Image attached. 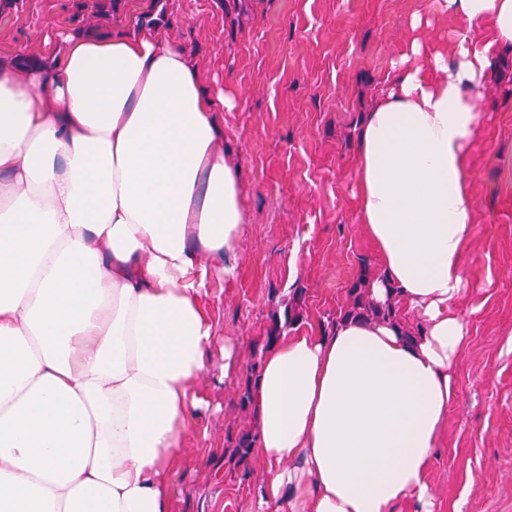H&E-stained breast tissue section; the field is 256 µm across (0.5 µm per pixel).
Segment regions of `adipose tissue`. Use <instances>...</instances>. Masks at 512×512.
Returning <instances> with one entry per match:
<instances>
[{
  "label": "adipose tissue",
  "instance_id": "adipose-tissue-1",
  "mask_svg": "<svg viewBox=\"0 0 512 512\" xmlns=\"http://www.w3.org/2000/svg\"><path fill=\"white\" fill-rule=\"evenodd\" d=\"M450 53L365 112L361 222L387 286L427 328L345 320L266 349L255 512H432L428 473L467 337L459 299L476 210L467 145L512 0H435ZM490 26L493 39L476 32ZM0 59V512H170L203 379L216 272L242 231L238 168L217 148L200 69L164 33L67 35Z\"/></svg>",
  "mask_w": 512,
  "mask_h": 512
}]
</instances>
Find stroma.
I'll list each match as a JSON object with an SVG mask.
<instances>
[{"label": "stroma", "mask_w": 512, "mask_h": 512, "mask_svg": "<svg viewBox=\"0 0 512 512\" xmlns=\"http://www.w3.org/2000/svg\"><path fill=\"white\" fill-rule=\"evenodd\" d=\"M96 2L17 0L0 18V55L153 27L196 59L212 96L231 98L219 148L240 168L245 224L212 313L240 367L204 386L210 409L185 436L171 512H255L264 463L224 462L258 433L241 403L248 368L294 294L293 330L314 335L362 266L381 274L357 208L355 126L402 66L421 65L412 42L446 49L462 26L431 0H119L108 18ZM469 177L477 209L457 305L467 340L429 484L434 512H512V46L486 70Z\"/></svg>", "instance_id": "stroma-1"}]
</instances>
